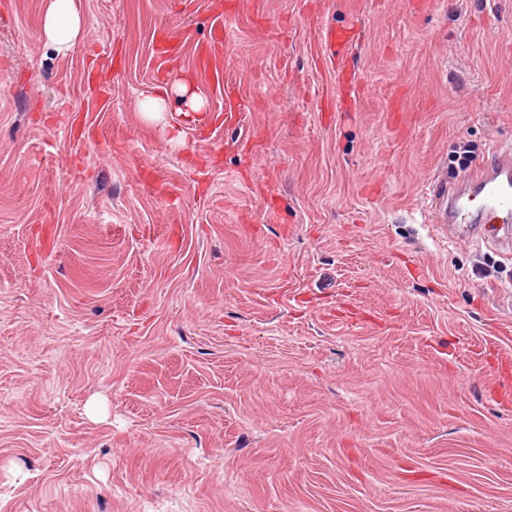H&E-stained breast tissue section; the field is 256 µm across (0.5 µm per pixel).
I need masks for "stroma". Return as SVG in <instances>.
<instances>
[{
  "label": "stroma",
  "instance_id": "35a3bbf8",
  "mask_svg": "<svg viewBox=\"0 0 512 512\" xmlns=\"http://www.w3.org/2000/svg\"><path fill=\"white\" fill-rule=\"evenodd\" d=\"M312 2L0 0V512H512V259L425 214L512 143V0ZM163 24L204 113L143 114ZM42 35L59 50L69 49L82 31V18L73 0H45ZM351 41V29L326 26L320 33L321 51L331 61L343 58Z\"/></svg>",
  "mask_w": 512,
  "mask_h": 512
}]
</instances>
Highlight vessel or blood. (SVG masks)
<instances>
[{"instance_id": "vessel-or-blood-1", "label": "vessel or blood", "mask_w": 512, "mask_h": 512, "mask_svg": "<svg viewBox=\"0 0 512 512\" xmlns=\"http://www.w3.org/2000/svg\"><path fill=\"white\" fill-rule=\"evenodd\" d=\"M351 41L345 27L320 33L329 60L344 57ZM430 222L455 243L489 242L512 258V147L491 150L488 159L454 186L440 185L429 205Z\"/></svg>"}]
</instances>
